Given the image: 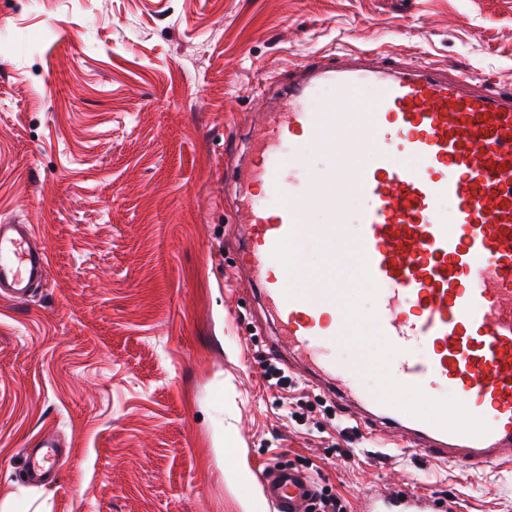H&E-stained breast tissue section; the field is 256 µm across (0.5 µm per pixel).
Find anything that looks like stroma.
Instances as JSON below:
<instances>
[{"instance_id":"stroma-1","label":"stroma","mask_w":512,"mask_h":512,"mask_svg":"<svg viewBox=\"0 0 512 512\" xmlns=\"http://www.w3.org/2000/svg\"><path fill=\"white\" fill-rule=\"evenodd\" d=\"M360 49L506 87L512 0H0V221L34 225L49 259L31 302L0 299V512H274V466L345 512L389 490L512 512V466L436 463L302 378L265 380L275 319L235 182L290 72ZM374 95L328 87L311 109ZM335 140L296 144L308 173L367 163L352 129ZM347 241L296 253L356 315ZM44 430L67 454L34 485Z\"/></svg>"}]
</instances>
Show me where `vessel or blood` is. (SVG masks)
I'll list each match as a JSON object with an SVG mask.
<instances>
[{"label": "vessel or blood", "instance_id": "vessel-or-blood-1", "mask_svg": "<svg viewBox=\"0 0 512 512\" xmlns=\"http://www.w3.org/2000/svg\"><path fill=\"white\" fill-rule=\"evenodd\" d=\"M368 84L377 95L362 117L348 109L311 111L322 85ZM353 127L368 164L323 178L293 153L303 140L331 146L338 127ZM255 176L262 195L244 203L252 246L245 258L276 313L288 362L378 432H398L417 452L457 467L512 463V92L489 91L468 74L443 75L400 60L351 54L341 65L313 60L293 70L287 99L258 139ZM350 186L363 200L353 247L360 284L374 305L359 317L332 288L299 271L303 238H332L344 214L322 224L306 212ZM48 256L29 224L0 223V297L30 301L43 287ZM385 343L390 390L365 381V360L338 350L366 327ZM446 395L433 423L419 421L396 391ZM466 422L457 424V412ZM61 445L44 433L25 453V475L45 482ZM317 485L307 473L273 469L263 490L275 512H306ZM369 512H448L447 502L391 495Z\"/></svg>", "mask_w": 512, "mask_h": 512}]
</instances>
